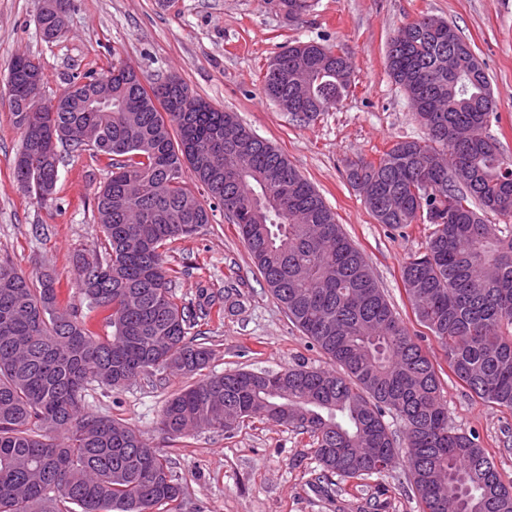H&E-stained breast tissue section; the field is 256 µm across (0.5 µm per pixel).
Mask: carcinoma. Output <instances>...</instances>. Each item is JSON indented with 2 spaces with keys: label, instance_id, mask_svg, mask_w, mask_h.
Instances as JSON below:
<instances>
[{
  "label": "carcinoma",
  "instance_id": "obj_1",
  "mask_svg": "<svg viewBox=\"0 0 512 512\" xmlns=\"http://www.w3.org/2000/svg\"><path fill=\"white\" fill-rule=\"evenodd\" d=\"M273 2L287 18L311 8L310 0ZM37 24L48 42L66 36L55 32L49 8ZM276 59L264 92L294 106L300 124L349 92L350 58L320 42L297 41ZM386 66L428 138L394 143L378 164L354 162L346 178L375 191L364 204L377 223L432 226L425 252L402 269L413 314L459 381L512 410V234L485 219H512V160L484 133L493 95L483 63L447 22L421 17L396 30ZM107 72L110 112L26 111L28 80L45 78L28 54L13 59L0 85L22 134L13 177L38 205L52 204L58 179L43 142L54 137L107 160L110 175L96 196L105 255L79 251L73 262L79 293L108 312L112 327L98 337L75 316L58 321L53 273L29 275L0 262V512H59L61 500L80 512H180L184 488L168 456L126 423L86 411L85 390L91 382L116 389L153 371L206 368L210 349L190 335L198 313L175 301L161 249L193 237L219 209L288 319L336 371L205 375L167 400L162 433L230 436L266 419L311 434L327 478L368 479L383 473L379 460L401 459L422 512H512V487L474 435L448 425L433 363L314 186L236 113L190 95L174 78L147 86L134 68L112 63L67 94L94 92ZM233 121L237 145L226 139ZM236 147L242 175L230 184L210 161ZM450 196L467 206L451 224ZM387 413L405 425L403 448Z\"/></svg>",
  "mask_w": 512,
  "mask_h": 512
}]
</instances>
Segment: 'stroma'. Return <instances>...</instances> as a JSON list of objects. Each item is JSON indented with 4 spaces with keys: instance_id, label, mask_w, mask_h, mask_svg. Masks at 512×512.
Wrapping results in <instances>:
<instances>
[{
    "instance_id": "1",
    "label": "stroma",
    "mask_w": 512,
    "mask_h": 512,
    "mask_svg": "<svg viewBox=\"0 0 512 512\" xmlns=\"http://www.w3.org/2000/svg\"><path fill=\"white\" fill-rule=\"evenodd\" d=\"M312 10L288 20L269 0H70L69 33L45 41L37 26L42 0H0V82L11 59L39 58L47 92L62 93L91 70L121 62L145 82L173 77L193 96L237 113L311 182L338 224L364 254L381 288L434 363L448 402V421L476 434L504 482L512 484V411L475 397L451 373L438 341L415 319L401 269L424 252L428 230L413 224L393 231L377 223L346 179L349 162L374 160L395 142L421 139L404 92L386 68L395 30L431 16L455 26L483 62L497 116L487 135L512 158V0H313ZM316 40L348 55V96L309 125L293 122L263 92L272 59L294 41ZM21 147L7 101L0 99V261L35 272L50 268L61 300L100 336L112 329L76 288L72 256L102 250L95 194L105 161L62 151L55 200L42 207L13 179ZM164 262L178 302L198 304L214 295L199 320L213 373L260 372L331 363L288 319L256 269L235 224L217 217L193 238L166 246ZM188 383L166 372L142 375L118 390L89 384L85 407L122 420L148 443L164 449L185 489L184 512H421L401 465L363 481L320 482L309 434L253 420L232 435L207 429L167 439L159 430L167 398Z\"/></svg>"
}]
</instances>
